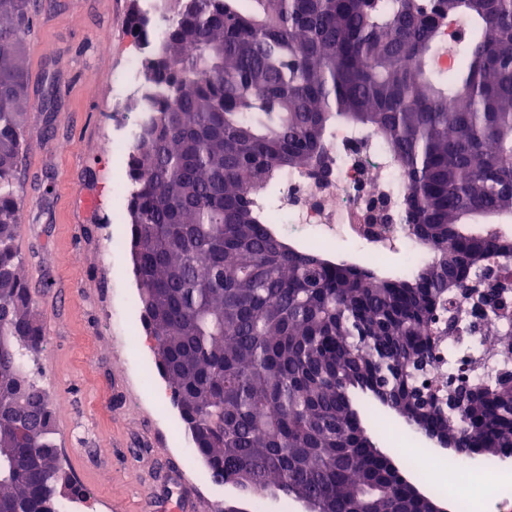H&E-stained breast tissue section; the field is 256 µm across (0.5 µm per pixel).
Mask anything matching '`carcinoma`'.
I'll return each instance as SVG.
<instances>
[{
    "label": "carcinoma",
    "mask_w": 512,
    "mask_h": 512,
    "mask_svg": "<svg viewBox=\"0 0 512 512\" xmlns=\"http://www.w3.org/2000/svg\"><path fill=\"white\" fill-rule=\"evenodd\" d=\"M166 2L155 22L136 5L129 17L134 42L163 37L132 105L126 214L143 319L197 457L214 482L285 499L299 487L319 512H430L437 494L395 479L353 396L459 453L512 448V387L496 380L512 370V299L489 310L481 354L443 369L467 321L456 288L476 262L512 257L507 235L463 228L512 215V0ZM31 11L0 0V512L84 497L24 371L44 342L14 245ZM460 24L455 70L435 71ZM338 125L405 173V221L432 253L410 277L274 228L281 174L329 178Z\"/></svg>",
    "instance_id": "carcinoma-1"
}]
</instances>
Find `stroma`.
Returning a JSON list of instances; mask_svg holds the SVG:
<instances>
[{
  "mask_svg": "<svg viewBox=\"0 0 512 512\" xmlns=\"http://www.w3.org/2000/svg\"><path fill=\"white\" fill-rule=\"evenodd\" d=\"M129 8L130 0H41L32 17L17 192L45 341L27 368L49 394L62 462L86 490L75 512H174L195 498L219 512L232 489L211 483L197 460L151 336L138 347L122 339L141 323L130 249L107 242L128 236L127 158L100 143L120 134L142 82L129 61L148 49L128 35ZM106 29L107 44L99 39ZM51 93L57 106L48 115Z\"/></svg>",
  "mask_w": 512,
  "mask_h": 512,
  "instance_id": "stroma-1",
  "label": "stroma"
}]
</instances>
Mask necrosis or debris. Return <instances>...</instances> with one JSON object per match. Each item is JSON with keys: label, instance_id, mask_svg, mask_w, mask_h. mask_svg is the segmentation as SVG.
Returning <instances> with one entry per match:
<instances>
[{"label": "necrosis or debris", "instance_id": "necrosis-or-debris-1", "mask_svg": "<svg viewBox=\"0 0 512 512\" xmlns=\"http://www.w3.org/2000/svg\"><path fill=\"white\" fill-rule=\"evenodd\" d=\"M329 148L336 157V174L329 182L318 183L301 171L284 172L281 210L289 223L311 232L321 245H358L359 260L366 264L383 267L397 254L405 255L408 265L420 263L424 248L402 211L405 176L378 140L341 126ZM383 204L388 207V223H368V215Z\"/></svg>", "mask_w": 512, "mask_h": 512}]
</instances>
